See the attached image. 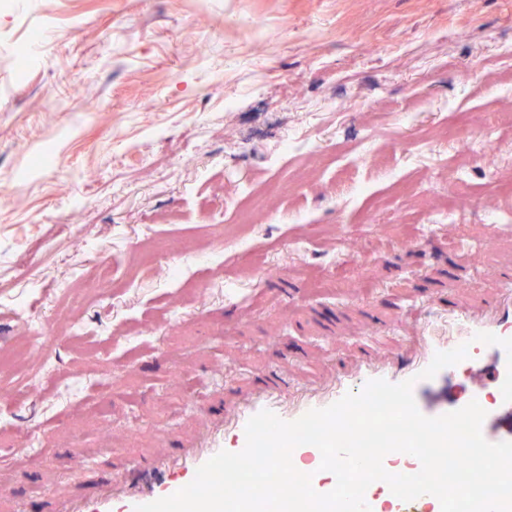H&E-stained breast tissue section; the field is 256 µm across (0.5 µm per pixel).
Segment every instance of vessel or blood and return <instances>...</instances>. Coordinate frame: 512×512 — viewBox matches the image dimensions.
Returning <instances> with one entry per match:
<instances>
[{
  "label": "vessel or blood",
  "mask_w": 512,
  "mask_h": 512,
  "mask_svg": "<svg viewBox=\"0 0 512 512\" xmlns=\"http://www.w3.org/2000/svg\"><path fill=\"white\" fill-rule=\"evenodd\" d=\"M419 344L412 361L399 365L391 361L366 362L350 374L339 375L331 386L286 397L279 388H271L240 406L225 420L222 428L210 434L197 448H185L173 459L154 462H134L139 477L123 481L121 491H114V479L106 474L101 478L102 491L83 501H59L57 512H135L137 506L170 496L188 485L197 469L211 457L226 450L241 451L246 443L247 421L263 410L274 412L281 419L293 421L306 412L327 407L346 393L360 392L372 379L391 383L413 380V395L419 411L428 417H438L464 407V400L427 402L424 391L429 380L420 376L436 352L448 351L468 344L470 351H487L488 360H477L475 371H482L495 387L497 398L487 406L482 434L491 443L512 441V320L501 316L499 310L485 314L458 311L437 313L419 318Z\"/></svg>",
  "instance_id": "vessel-or-blood-1"
}]
</instances>
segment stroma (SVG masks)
Here are the masks:
<instances>
[{
  "instance_id": "1",
  "label": "stroma",
  "mask_w": 512,
  "mask_h": 512,
  "mask_svg": "<svg viewBox=\"0 0 512 512\" xmlns=\"http://www.w3.org/2000/svg\"><path fill=\"white\" fill-rule=\"evenodd\" d=\"M505 46L512 0H0V340L56 328L0 378L32 389L0 512L96 493L77 449L125 474L271 381L407 356L410 312L493 302L512 125L462 170L448 131L493 121Z\"/></svg>"
}]
</instances>
